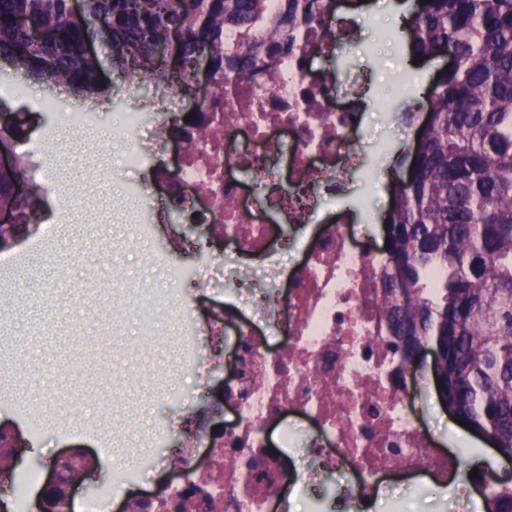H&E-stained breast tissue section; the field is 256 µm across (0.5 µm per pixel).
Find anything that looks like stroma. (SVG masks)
I'll return each mask as SVG.
<instances>
[{"instance_id":"35a3bbf8","label":"stroma","mask_w":512,"mask_h":512,"mask_svg":"<svg viewBox=\"0 0 512 512\" xmlns=\"http://www.w3.org/2000/svg\"><path fill=\"white\" fill-rule=\"evenodd\" d=\"M353 2L338 0V6L357 23L358 46L346 62L325 56L313 66L337 71L348 65L371 78L359 146L365 167L347 174L348 189L340 202L356 207V232L380 244L396 159L416 138L406 125H421L424 118L423 113H409L412 93L396 77L404 72L410 83H425L433 79L436 68L407 70L405 32L389 28L387 15L372 18L355 9ZM107 80L112 97L98 111L93 136L58 133L59 176L75 189L105 181L107 161L124 147L123 140L113 136L123 112H146L151 124L159 127L174 110L153 84H140L130 96L122 79L111 74ZM120 192L117 185L100 190L92 214L62 225L55 239L32 231L10 248L17 265L0 268V296L9 300L0 308V425L12 426L22 442L13 472L46 476L65 453L91 456L95 467L74 495L75 512H85L86 501L111 482L113 466L128 458L135 459L133 471L144 489H158L153 462L159 457L174 460L182 440L179 420L191 418L195 429L208 431L221 420L224 406L223 360L206 357L199 375H186L181 367L182 325L175 315L162 317L159 336L149 342L131 319L121 335L109 332L112 280L125 279L142 288L154 284L162 275L161 266L153 261L157 255L169 256L191 272L208 263L199 252L174 249V237L187 234L188 227L166 212L148 215L155 228L148 242L126 241L129 214L114 205ZM102 237L119 241V248L99 245ZM132 351L138 368L122 385V398L111 400L108 373L125 365ZM432 366L427 360L418 370L426 381L419 417L439 447L456 454L458 479L379 494L368 512H487L470 477L467 448L447 442L455 421L439 399ZM177 387L188 390L186 401H167V392ZM32 426L41 427L39 438L30 437Z\"/></svg>"}]
</instances>
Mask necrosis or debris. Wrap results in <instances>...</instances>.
Masks as SVG:
<instances>
[{"mask_svg": "<svg viewBox=\"0 0 512 512\" xmlns=\"http://www.w3.org/2000/svg\"><path fill=\"white\" fill-rule=\"evenodd\" d=\"M352 35L337 21L308 47V59ZM308 59L285 58L276 90L242 78L220 100L205 98L202 117L223 135L171 162L156 158L172 141L164 129L153 132L154 151L142 147L143 113L125 112L120 128L121 170L149 172L129 187L128 201L212 229L220 248L212 267L225 287L254 295L249 306L224 305L208 318L214 333L232 337L237 372L224 381L218 435L188 437L182 451V471L196 478L202 444L221 438L231 456L219 489L224 512H288V493L307 496L323 474L343 470L342 512H365L392 479L446 482L456 470L417 421L407 364L385 346L387 254L327 212L359 165L362 90L312 73ZM92 203L88 187L56 194L44 237ZM184 277L169 263L139 289L143 335H154L165 301L181 298ZM271 422L283 425L276 453Z\"/></svg>", "mask_w": 512, "mask_h": 512, "instance_id": "1", "label": "necrosis or debris"}]
</instances>
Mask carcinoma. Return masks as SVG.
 Returning <instances> with one entry per match:
<instances>
[{
  "label": "carcinoma",
  "instance_id": "carcinoma-1",
  "mask_svg": "<svg viewBox=\"0 0 512 512\" xmlns=\"http://www.w3.org/2000/svg\"><path fill=\"white\" fill-rule=\"evenodd\" d=\"M336 0H0V60L13 73L66 89L91 108L106 96L100 57L130 82L191 94L205 58L212 93L224 94L234 72L266 86L279 62L301 50L330 23ZM178 30L180 66L159 46ZM33 31L51 38L36 41ZM413 58L451 56L455 65L422 88L433 112L412 151L400 159L406 177L393 183L385 219L389 266L383 312L389 346L444 352L443 403L466 426L512 455V0H416L406 27ZM28 180L15 165L0 172V202ZM39 187L12 201L28 224ZM444 275L432 279L434 271ZM194 484L177 512H214L210 494ZM488 512H512V484L487 499Z\"/></svg>",
  "mask_w": 512,
  "mask_h": 512
}]
</instances>
